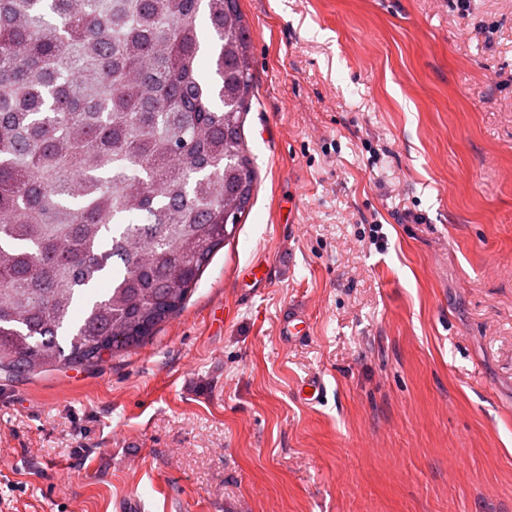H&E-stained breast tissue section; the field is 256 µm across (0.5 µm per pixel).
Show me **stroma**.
Wrapping results in <instances>:
<instances>
[{"mask_svg": "<svg viewBox=\"0 0 512 512\" xmlns=\"http://www.w3.org/2000/svg\"><path fill=\"white\" fill-rule=\"evenodd\" d=\"M239 7L250 205L146 344L0 374V512H512V0Z\"/></svg>", "mask_w": 512, "mask_h": 512, "instance_id": "35a3bbf8", "label": "stroma"}]
</instances>
